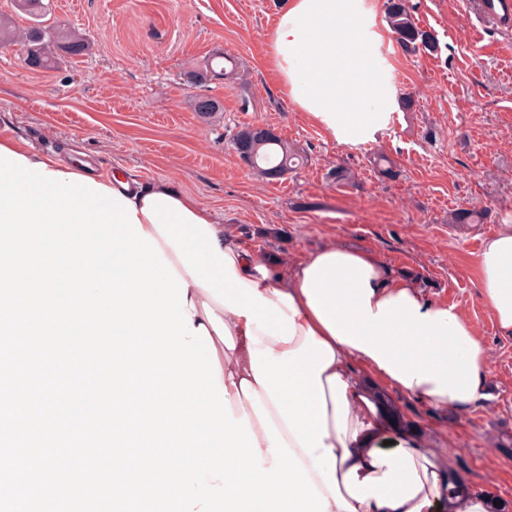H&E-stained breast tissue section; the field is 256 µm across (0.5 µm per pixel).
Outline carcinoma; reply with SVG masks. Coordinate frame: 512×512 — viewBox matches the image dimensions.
<instances>
[{"label": "carcinoma", "mask_w": 512, "mask_h": 512, "mask_svg": "<svg viewBox=\"0 0 512 512\" xmlns=\"http://www.w3.org/2000/svg\"><path fill=\"white\" fill-rule=\"evenodd\" d=\"M413 6L409 0H388L387 22L395 35L396 42L408 53L437 50L436 39L420 29L412 15ZM32 27L28 26L16 33L11 27L0 22V47L5 48L19 43L23 49L31 45ZM57 40L64 44L71 56L81 55L86 49L85 40L74 32L59 30ZM234 149L239 158L258 175L272 179L274 174L281 175L295 169L303 162V157L282 138L268 140L253 132V127L241 129L234 138ZM484 211L476 208L459 209L450 216L452 224H480Z\"/></svg>", "instance_id": "obj_1"}]
</instances>
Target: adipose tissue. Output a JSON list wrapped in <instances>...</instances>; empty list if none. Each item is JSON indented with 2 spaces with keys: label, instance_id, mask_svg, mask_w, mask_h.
Returning <instances> with one entry per match:
<instances>
[{
  "label": "adipose tissue",
  "instance_id": "ef3b65f1",
  "mask_svg": "<svg viewBox=\"0 0 512 512\" xmlns=\"http://www.w3.org/2000/svg\"><path fill=\"white\" fill-rule=\"evenodd\" d=\"M373 15L359 0H290L266 35L280 88L338 142L374 140L396 110L378 57ZM136 208L188 285L186 314L217 350L234 417H248L272 465L270 442L242 389L249 383L306 466L327 512H490L487 497L447 494L448 481L412 433L396 431L368 368L387 389L459 410L489 396L483 344L455 306L427 300L363 250L326 247L289 280L225 236L209 209L164 182L133 188L95 175ZM479 296L512 335V218L484 240Z\"/></svg>",
  "mask_w": 512,
  "mask_h": 512
}]
</instances>
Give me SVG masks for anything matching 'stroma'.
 <instances>
[{"label": "stroma", "mask_w": 512, "mask_h": 512, "mask_svg": "<svg viewBox=\"0 0 512 512\" xmlns=\"http://www.w3.org/2000/svg\"><path fill=\"white\" fill-rule=\"evenodd\" d=\"M434 53H405L375 13L379 53L411 109L393 112L375 140L333 139L280 90L266 66L268 30L288 0H52L50 25L80 33L85 55L51 71L28 68L16 46L0 49V129L26 147L98 172L167 181L194 197L261 263L290 276L330 246L375 255L431 301L455 306L483 343L491 396L471 410L389 395L437 465L512 512V336L479 298L483 241L512 215V29L482 26L473 0H412ZM233 58L224 79L188 83L216 54ZM207 95L223 110L205 117ZM267 124L306 156L280 179L257 176L231 146L241 129ZM385 154L397 176L372 164ZM347 168L336 184L328 173ZM479 207L480 224L451 212Z\"/></svg>", "instance_id": "stroma-1"}]
</instances>
